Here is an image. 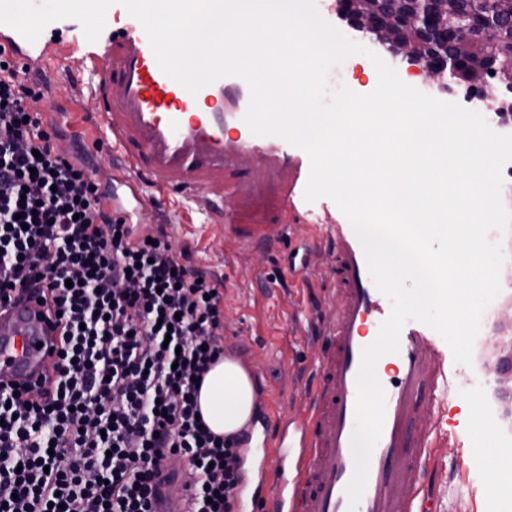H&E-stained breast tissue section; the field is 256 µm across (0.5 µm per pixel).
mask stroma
Wrapping results in <instances>:
<instances>
[{"instance_id":"35a3bbf8","label":"stroma","mask_w":512,"mask_h":512,"mask_svg":"<svg viewBox=\"0 0 512 512\" xmlns=\"http://www.w3.org/2000/svg\"><path fill=\"white\" fill-rule=\"evenodd\" d=\"M52 103L70 114L58 146L64 151L72 149V128L81 124L92 102L86 92L63 83L50 86L30 108L43 112ZM296 206L302 223L293 225L278 243L264 248L225 237L220 225L176 194L166 206L175 214L176 223L162 225L161 214L148 208L130 217L142 234L164 226L176 252L184 254L192 268L223 281L224 351L250 367L273 439L301 425L306 407L303 384L314 372L322 349L321 341L309 334L310 322L333 286L331 245L324 228L338 219L340 210L328 198L312 203L301 198ZM510 316L512 307L506 305L499 319L482 324L483 343L474 347L467 365L455 361L439 333L429 336L431 349L442 359L449 389L447 398L434 410L440 444L435 450L436 471L429 495L437 512H502L503 492L489 486L484 465L467 453L470 437L465 405L473 393L480 406L495 413L498 402L490 377L496 358L488 343L500 318Z\"/></svg>"}]
</instances>
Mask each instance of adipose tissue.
Wrapping results in <instances>:
<instances>
[{
	"mask_svg": "<svg viewBox=\"0 0 512 512\" xmlns=\"http://www.w3.org/2000/svg\"><path fill=\"white\" fill-rule=\"evenodd\" d=\"M199 406L214 433L240 437L258 410L257 389L247 367L232 356L212 365L199 391Z\"/></svg>",
	"mask_w": 512,
	"mask_h": 512,
	"instance_id": "ef3b65f1",
	"label": "adipose tissue"
}]
</instances>
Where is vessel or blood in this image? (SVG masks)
I'll list each match as a JSON object with an SVG mask.
<instances>
[{
  "mask_svg": "<svg viewBox=\"0 0 512 512\" xmlns=\"http://www.w3.org/2000/svg\"><path fill=\"white\" fill-rule=\"evenodd\" d=\"M0 47L30 74L58 69L70 55L61 40L27 41L0 24ZM81 67L97 103L89 124L112 156V172L136 200L160 202L171 193L217 216L227 235L266 245L287 233L299 215L296 199L310 170L308 155L275 136L253 135L243 120L249 90L224 77L190 93L159 67L147 35L126 17L101 50ZM492 237L504 254L500 285L512 288V227ZM327 343L308 389V416L296 442L262 452L259 477H271L272 512H348L345 488L354 471L356 376L363 348L392 308L371 277L353 229L336 233L331 267ZM427 334L406 322L398 353L383 356L376 375L385 391L383 431L375 443L357 512H434L425 476L435 440L430 414L448 394L443 364ZM59 336L33 308L0 309V383L20 387L44 371ZM185 478L163 485L161 512H186Z\"/></svg>",
  "mask_w": 512,
  "mask_h": 512,
  "instance_id": "obj_1",
  "label": "vessel or blood"
}]
</instances>
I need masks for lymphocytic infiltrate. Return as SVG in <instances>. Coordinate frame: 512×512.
Wrapping results in <instances>:
<instances>
[{
  "label": "lymphocytic infiltrate",
  "instance_id": "lymphocytic-infiltrate-1",
  "mask_svg": "<svg viewBox=\"0 0 512 512\" xmlns=\"http://www.w3.org/2000/svg\"><path fill=\"white\" fill-rule=\"evenodd\" d=\"M44 90L0 51V307L36 300L61 351L26 394L0 384V512H155L175 458L187 512H233L236 448L196 418L224 353L219 286L113 211L30 110Z\"/></svg>",
  "mask_w": 512,
  "mask_h": 512
}]
</instances>
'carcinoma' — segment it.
<instances>
[{"instance_id":"cac0c4a2","label":"carcinoma","mask_w":512,"mask_h":512,"mask_svg":"<svg viewBox=\"0 0 512 512\" xmlns=\"http://www.w3.org/2000/svg\"><path fill=\"white\" fill-rule=\"evenodd\" d=\"M357 25L376 42L395 34L385 50L429 59L456 56L449 79L495 96V83L512 87V0H362ZM473 43L459 52L457 43Z\"/></svg>"}]
</instances>
